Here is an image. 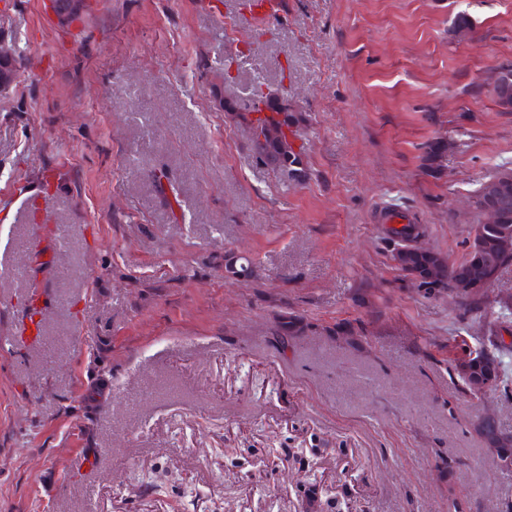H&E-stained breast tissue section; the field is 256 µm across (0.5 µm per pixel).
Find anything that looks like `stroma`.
<instances>
[{"label":"stroma","mask_w":512,"mask_h":512,"mask_svg":"<svg viewBox=\"0 0 512 512\" xmlns=\"http://www.w3.org/2000/svg\"><path fill=\"white\" fill-rule=\"evenodd\" d=\"M0 45L21 64L0 96V512L512 503L473 428L512 431V399L448 376L486 323L403 279L378 220L408 212L461 260L477 190L512 169L490 82L512 0H279L260 24L241 0H93L68 26L0 0ZM257 85L306 115L304 182L249 146ZM49 171L53 224L14 221ZM228 253L252 275L225 276ZM291 312L307 329L284 340ZM423 148L425 164L434 176L440 171V162L448 150V142L441 138H437L427 142Z\"/></svg>","instance_id":"stroma-1"}]
</instances>
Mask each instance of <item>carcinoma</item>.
Here are the masks:
<instances>
[{
  "mask_svg": "<svg viewBox=\"0 0 512 512\" xmlns=\"http://www.w3.org/2000/svg\"><path fill=\"white\" fill-rule=\"evenodd\" d=\"M253 111L260 114V117L249 123L250 142L259 159L289 180L299 181L307 178L302 152H295L290 156L282 152L286 136L296 135L297 129L304 121L303 114L290 109L286 100L270 94L257 95ZM447 150L448 142L441 138L424 145V161L431 174L439 173L441 159ZM504 180L512 182V171L500 172L490 177L477 191L478 208H495L500 214V221L497 224L476 226L473 241L469 243L464 260L457 263L433 250L414 252L400 260L398 267L406 276H411L429 287V291L423 293L424 297H430V291L434 290L438 276L443 278V286L446 287L456 277H474L487 270L498 271L512 266V255L502 253L494 245L504 231L512 229V191L505 196H497L490 191L492 184ZM456 311V318L461 322L475 312L484 316L488 335L483 337L475 352L490 356L494 363L499 377L494 391L506 399L512 398V375L509 374V366L505 361V358L512 354V346L505 345L500 334L503 320L512 316V306L500 302L486 303L482 298L476 297L460 301L456 305ZM448 374L457 379L455 386L459 393L472 395L476 370H471L467 376L462 375L456 371L455 362L452 361L448 363Z\"/></svg>",
  "mask_w": 512,
  "mask_h": 512,
  "instance_id": "1",
  "label": "carcinoma"
}]
</instances>
